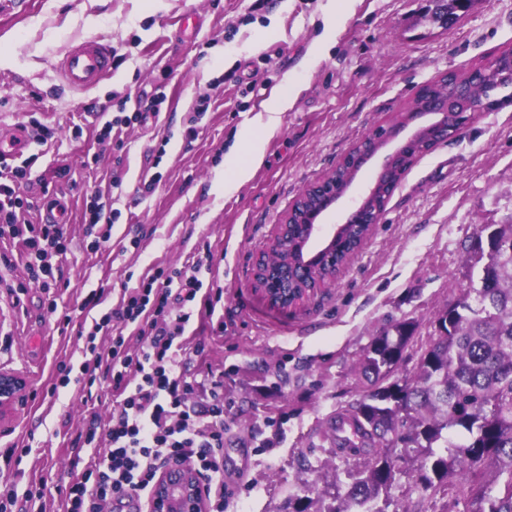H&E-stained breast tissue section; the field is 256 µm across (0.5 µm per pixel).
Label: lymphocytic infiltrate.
<instances>
[{
    "label": "lymphocytic infiltrate",
    "instance_id": "obj_1",
    "mask_svg": "<svg viewBox=\"0 0 512 512\" xmlns=\"http://www.w3.org/2000/svg\"><path fill=\"white\" fill-rule=\"evenodd\" d=\"M31 168L28 160L0 165V240L22 243L28 280L47 291L57 285L56 259L65 255L68 239L64 225L29 220L33 204L19 188L29 182ZM212 267L207 251L187 269L158 270L139 287L124 289L117 308L80 331L79 377H72L71 365L58 364L59 386L74 381L89 389L104 377L111 379L116 394L107 422L108 446L66 485L64 512H101L106 502L146 495L160 472L183 463L202 480L207 512H224L229 493L224 482V377L208 372L198 380L187 378L178 359L191 319L224 324L217 310L221 293L204 289L199 278L201 270ZM129 328L143 341L133 353L125 336ZM101 334L110 336L109 348L98 347ZM200 391L209 398L202 408L192 401Z\"/></svg>",
    "mask_w": 512,
    "mask_h": 512
}]
</instances>
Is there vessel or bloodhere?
Instances as JSON below:
<instances>
[{
  "label": "vessel or blood",
  "mask_w": 512,
  "mask_h": 512,
  "mask_svg": "<svg viewBox=\"0 0 512 512\" xmlns=\"http://www.w3.org/2000/svg\"><path fill=\"white\" fill-rule=\"evenodd\" d=\"M113 71V49L111 42L85 38L62 55L57 62V73L62 84L76 92H86L98 87L111 77ZM29 142L28 129L17 126L9 132L0 133V156L11 159L21 156ZM39 208L48 224L69 223V212L64 203L54 198L42 199Z\"/></svg>",
  "instance_id": "b4317fda"
}]
</instances>
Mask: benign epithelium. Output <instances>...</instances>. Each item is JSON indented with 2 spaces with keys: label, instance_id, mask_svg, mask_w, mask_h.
<instances>
[{
  "label": "benign epithelium",
  "instance_id": "1",
  "mask_svg": "<svg viewBox=\"0 0 512 512\" xmlns=\"http://www.w3.org/2000/svg\"><path fill=\"white\" fill-rule=\"evenodd\" d=\"M473 83L482 85L486 80L502 77L498 58L494 57L480 67L470 71ZM490 106L472 105L461 109V99L444 90L438 95L422 97L415 93L410 111L401 112L382 123L387 134L374 142L363 138L354 143L336 162L340 167L351 160L361 158V166L376 162V175L368 190L353 200L343 221L333 228L329 238L316 250L309 249V243L319 230L322 218L337 203L352 191L356 180H351L342 191L322 195L320 188L330 181L326 176L309 184L304 192L314 195V208L308 213H297L291 207L268 249L258 253L253 263L254 291L271 308L282 312H293L302 308L322 288L336 279L329 275L320 276L322 269L335 267L336 246L345 235L346 229L357 224L364 228L360 243L347 253L345 262H350L364 247L380 223L384 208L370 210L369 203L379 191L391 196L393 190L386 177L406 147L419 139L443 141ZM26 390L24 379L9 370H0V422L10 418L17 403ZM152 512H203L202 485L195 470L179 465L158 475L153 486Z\"/></svg>",
  "mask_w": 512,
  "mask_h": 512
}]
</instances>
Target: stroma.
Instances as JSON below:
<instances>
[{
  "label": "stroma",
  "instance_id": "35a3bbf8",
  "mask_svg": "<svg viewBox=\"0 0 512 512\" xmlns=\"http://www.w3.org/2000/svg\"><path fill=\"white\" fill-rule=\"evenodd\" d=\"M20 2L0 13V48L11 58L0 69V129L34 118L53 128L46 142L31 133L24 154L36 163L24 192L34 201L62 192L71 221L64 285L51 296L27 284L21 244L0 242L13 261L7 278L27 285L20 307L0 301V369L23 377L28 390L20 419L0 433V496L41 484L45 512H59L58 486L95 453L78 437L91 412L110 416L111 383L88 399L74 385L46 394L59 362L81 363L83 298L109 288L100 306L108 311L117 289L184 268L205 250L215 266L202 280L223 290L224 330L191 320L181 360L188 376L224 375V481L235 490L224 512H283L304 481L346 461L362 465L364 455L336 451L333 424L358 389L364 348L394 320L416 322L415 338L432 335L437 314L470 285L465 244L512 215V101L417 159L363 250L305 309L267 307L253 289V259L303 189L374 123L421 85L512 47V0H477L445 29L419 23L422 0H268L257 11L252 0ZM188 16L201 22L197 33L183 34ZM90 37L110 41L121 63L108 81L74 93L55 65ZM291 84L298 95L267 139L263 165L232 195L215 193L226 154ZM159 86L167 95L159 118L116 124L111 143L98 142L117 102L134 111ZM203 96L209 107L196 111ZM76 125L83 135L75 141ZM149 178L155 190L142 193ZM97 191L120 217L93 251L82 210ZM14 445L21 459L10 458Z\"/></svg>",
  "mask_w": 512,
  "mask_h": 512
}]
</instances>
